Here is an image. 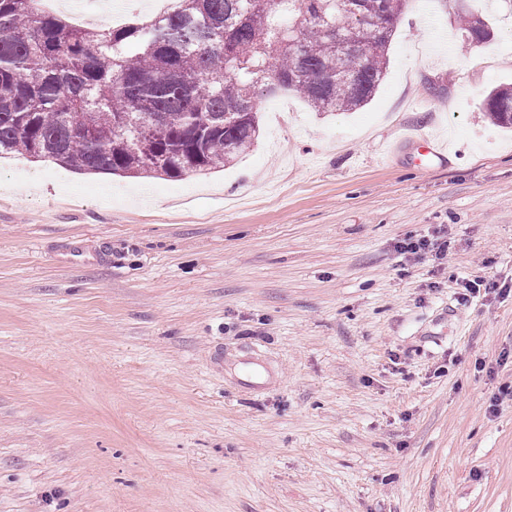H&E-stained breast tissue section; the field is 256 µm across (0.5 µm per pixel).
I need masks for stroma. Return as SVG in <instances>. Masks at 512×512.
<instances>
[{
  "instance_id": "obj_1",
  "label": "stroma",
  "mask_w": 512,
  "mask_h": 512,
  "mask_svg": "<svg viewBox=\"0 0 512 512\" xmlns=\"http://www.w3.org/2000/svg\"><path fill=\"white\" fill-rule=\"evenodd\" d=\"M511 83L512 0H411L371 102L210 175L0 158V512H512ZM459 18V29L468 45H479L489 40V38L482 37L484 29H490L489 23L485 19L468 11L463 12ZM480 108L500 127L512 128V84L491 89L483 98ZM407 143H413L418 149L424 151V155L427 157L428 162H441L443 159H446L447 151L444 145L441 143L431 139L426 135H419L409 137L404 141Z\"/></svg>"
}]
</instances>
